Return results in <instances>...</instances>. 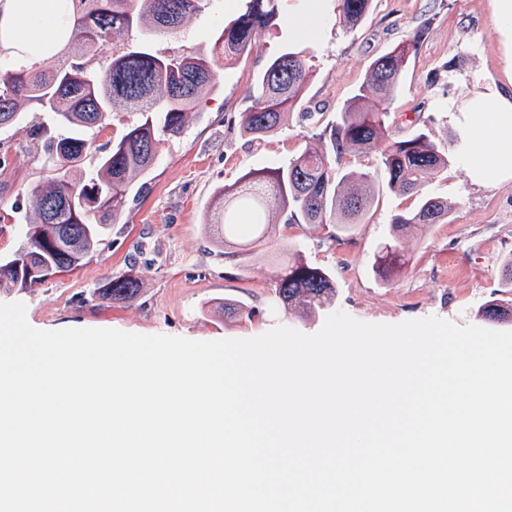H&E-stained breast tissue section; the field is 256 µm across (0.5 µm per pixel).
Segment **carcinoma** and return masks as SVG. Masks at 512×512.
Segmentation results:
<instances>
[{"label":"carcinoma","instance_id":"cac0c4a2","mask_svg":"<svg viewBox=\"0 0 512 512\" xmlns=\"http://www.w3.org/2000/svg\"><path fill=\"white\" fill-rule=\"evenodd\" d=\"M204 0H67L57 42L45 52L5 46L0 36V129L21 121L20 105L34 103L56 117V129L41 148L50 165L47 182L34 191L36 217L25 224L13 256L0 261V290H30L57 273L78 269L101 244L104 226L127 224L129 195L155 167L165 144L185 132L187 110L212 90L220 74L208 56H164L136 39L98 64L112 30L124 28L157 36L179 29L201 11ZM339 22L358 24L372 0H336ZM288 18V0H245L244 9L222 23L212 53L233 64L253 48V34L276 19ZM423 36L420 28L376 58L363 83L343 105L336 124L288 163L247 173L224 186L211 204L214 226L224 245L252 248L271 237L275 224H336L348 231L376 202L380 187L419 197L416 209L393 214L399 231L412 224H443L448 202L422 194L449 156L424 133L404 140L390 137L388 111L371 112L372 97L392 101L407 63ZM81 42L82 61L70 60L71 42ZM312 75L311 55L291 46L272 56L247 94L258 101L241 113L240 128L253 140L277 133L298 106ZM115 112H133L112 147L98 152L99 134ZM351 152H377L381 165L362 171L341 167ZM95 163L82 167L89 155ZM408 264L396 238L380 246L374 269L386 279ZM143 285L131 274L108 276L97 298L133 300ZM273 302L285 310L315 315L332 308L335 282L326 270L285 256L272 276ZM490 321H506L512 309L492 302L483 311Z\"/></svg>","mask_w":512,"mask_h":512}]
</instances>
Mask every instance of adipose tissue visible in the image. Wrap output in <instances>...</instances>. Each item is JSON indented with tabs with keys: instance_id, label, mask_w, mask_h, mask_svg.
I'll use <instances>...</instances> for the list:
<instances>
[{
	"instance_id": "ef3b65f1",
	"label": "adipose tissue",
	"mask_w": 512,
	"mask_h": 512,
	"mask_svg": "<svg viewBox=\"0 0 512 512\" xmlns=\"http://www.w3.org/2000/svg\"><path fill=\"white\" fill-rule=\"evenodd\" d=\"M60 0H0V31L21 45L37 44L40 32H53ZM507 87L489 84L466 97L465 146L460 154L471 176L491 182L512 177V56L506 60Z\"/></svg>"
}]
</instances>
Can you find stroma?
I'll use <instances>...</instances> for the list:
<instances>
[{
    "label": "stroma",
    "mask_w": 512,
    "mask_h": 512,
    "mask_svg": "<svg viewBox=\"0 0 512 512\" xmlns=\"http://www.w3.org/2000/svg\"><path fill=\"white\" fill-rule=\"evenodd\" d=\"M241 7V0H205L181 29L156 37L151 47L165 54L210 52L220 21ZM318 9L315 35H301L293 25L298 0H289L288 21L257 30L253 51L222 69L219 85L189 109L183 136L166 145L146 188L131 198L129 223L107 225L102 243L76 271L0 294V303L25 304L28 323L40 330L106 328L215 341L253 338L282 325L311 335L324 316L303 317L271 301L279 255L296 252L331 271L334 311L356 320L397 324L434 316L458 326L512 331V321L494 323L482 315L491 300L512 301V286L502 276L512 260V179L474 182L459 158V107L487 83H505V58L512 54V39L496 25L491 0H373L353 27L339 23L336 0H320ZM417 28L423 31L419 50L390 106L376 98L367 106L389 108L393 138L423 132L448 153L447 170L424 187L425 194L448 201L447 223L392 232L391 215L414 210L418 199L384 191L344 245L334 242L338 230L329 224H279L268 244L243 251L216 240L207 219L217 190L318 145L370 63ZM290 44L308 47L314 65L301 111L278 133L252 140L239 127L240 114L255 105L246 90L268 58ZM22 113L19 125L0 129V154L9 158L0 168V260L21 244L34 211L31 193L50 175L28 130H54L55 118L34 104ZM393 235L409 263L384 281L372 265L378 246ZM125 272L143 279L136 299L96 298L94 290L107 276ZM228 299L244 303L245 311L226 314Z\"/></svg>",
    "instance_id": "obj_1"
}]
</instances>
